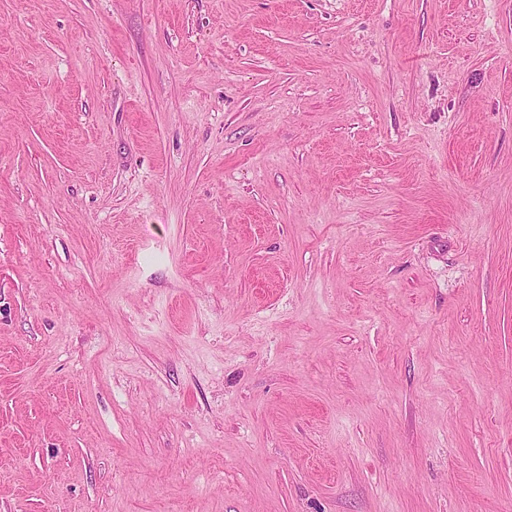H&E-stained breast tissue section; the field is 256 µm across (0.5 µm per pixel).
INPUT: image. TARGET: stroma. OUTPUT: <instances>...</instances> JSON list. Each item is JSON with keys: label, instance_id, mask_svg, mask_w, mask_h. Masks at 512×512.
Listing matches in <instances>:
<instances>
[{"label": "stroma", "instance_id": "obj_1", "mask_svg": "<svg viewBox=\"0 0 512 512\" xmlns=\"http://www.w3.org/2000/svg\"><path fill=\"white\" fill-rule=\"evenodd\" d=\"M0 512H512V0H0Z\"/></svg>", "mask_w": 512, "mask_h": 512}]
</instances>
